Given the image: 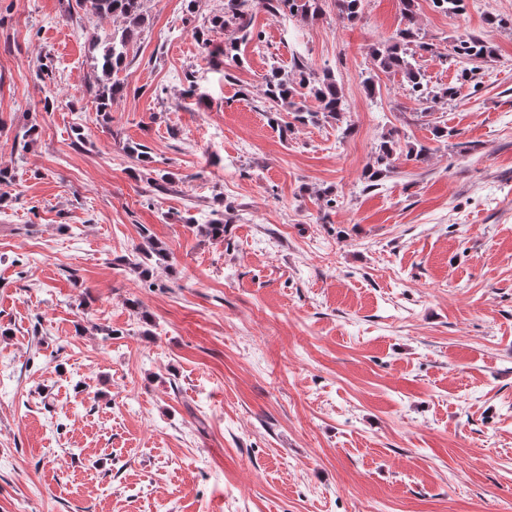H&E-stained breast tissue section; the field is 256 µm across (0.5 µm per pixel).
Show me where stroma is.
Listing matches in <instances>:
<instances>
[{
    "label": "stroma",
    "mask_w": 512,
    "mask_h": 512,
    "mask_svg": "<svg viewBox=\"0 0 512 512\" xmlns=\"http://www.w3.org/2000/svg\"><path fill=\"white\" fill-rule=\"evenodd\" d=\"M144 7L105 123L93 44L123 18L0 0V512H512V0H418L430 86L462 35L495 50L480 91L433 105L373 70L400 0L352 26L334 0L306 23L254 0L240 65L194 34L224 0ZM299 48L350 132L269 123L264 76ZM390 134L431 155L367 188ZM147 234L170 258L144 280Z\"/></svg>",
    "instance_id": "1"
}]
</instances>
